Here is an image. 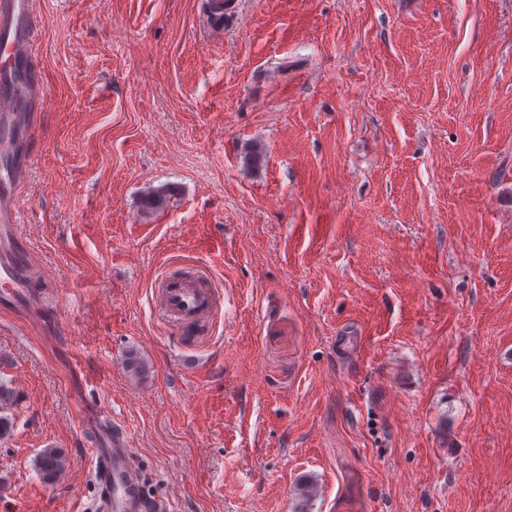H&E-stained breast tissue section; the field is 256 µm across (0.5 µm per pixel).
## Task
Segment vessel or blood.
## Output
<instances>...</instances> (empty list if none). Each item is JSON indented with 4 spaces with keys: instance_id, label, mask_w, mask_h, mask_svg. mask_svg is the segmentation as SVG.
<instances>
[{
    "instance_id": "b4317fda",
    "label": "vessel or blood",
    "mask_w": 512,
    "mask_h": 512,
    "mask_svg": "<svg viewBox=\"0 0 512 512\" xmlns=\"http://www.w3.org/2000/svg\"><path fill=\"white\" fill-rule=\"evenodd\" d=\"M36 0H0V239H12L18 222V190L23 177L14 162V108L18 83H25L30 96L45 101L43 79L32 65ZM39 263L26 253L22 263L0 257V301H15L23 287L35 283ZM163 313L187 329L202 332L213 314L212 295L203 278L187 279L178 286L157 289ZM98 432L103 445L93 451V476L99 489L101 512H158L141 471L133 463L134 450L126 431L101 418Z\"/></svg>"
}]
</instances>
